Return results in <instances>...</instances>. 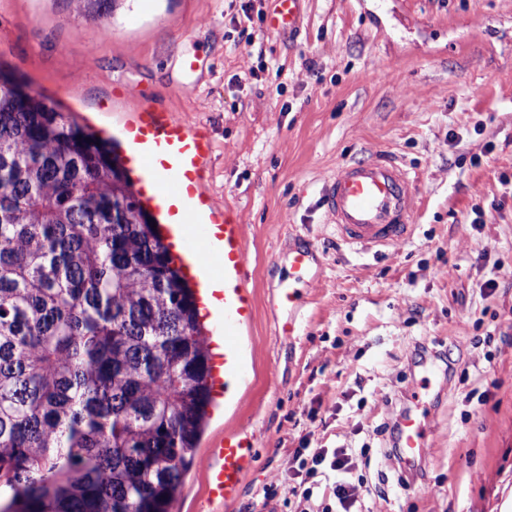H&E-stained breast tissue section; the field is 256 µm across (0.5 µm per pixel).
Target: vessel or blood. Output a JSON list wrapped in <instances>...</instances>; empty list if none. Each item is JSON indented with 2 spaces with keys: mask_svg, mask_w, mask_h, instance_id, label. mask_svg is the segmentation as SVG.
I'll list each match as a JSON object with an SVG mask.
<instances>
[{
  "mask_svg": "<svg viewBox=\"0 0 512 512\" xmlns=\"http://www.w3.org/2000/svg\"><path fill=\"white\" fill-rule=\"evenodd\" d=\"M274 26H297L298 0H275ZM116 140L124 167L133 175L146 211L159 224L164 242L191 285L210 347L209 386L213 401L229 397L232 383L246 373L241 337L253 319L247 286V248L233 210L217 205L204 180L214 154L208 132L171 112L144 103L121 122ZM413 180L392 157L379 154L340 166L321 190L322 204L339 237L369 251L400 241L413 230ZM312 251L296 248L288 257L282 295L300 299L310 282ZM426 412L399 417L404 469L424 462ZM205 494L209 503L234 500L254 462L253 442L240 431L225 432L206 450Z\"/></svg>",
  "mask_w": 512,
  "mask_h": 512,
  "instance_id": "obj_1",
  "label": "vessel or blood"
}]
</instances>
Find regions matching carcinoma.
<instances>
[{
    "label": "carcinoma",
    "mask_w": 512,
    "mask_h": 512,
    "mask_svg": "<svg viewBox=\"0 0 512 512\" xmlns=\"http://www.w3.org/2000/svg\"><path fill=\"white\" fill-rule=\"evenodd\" d=\"M208 361L112 145L0 67L3 512H170L208 424Z\"/></svg>",
    "instance_id": "cac0c4a2"
}]
</instances>
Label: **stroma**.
I'll return each mask as SVG.
<instances>
[{
	"label": "stroma",
	"mask_w": 512,
	"mask_h": 512,
	"mask_svg": "<svg viewBox=\"0 0 512 512\" xmlns=\"http://www.w3.org/2000/svg\"><path fill=\"white\" fill-rule=\"evenodd\" d=\"M0 0V61L49 102L112 125L143 102L204 127L206 187L240 216L255 297L251 359L209 435H253L238 498L205 499L196 452L172 512H288L303 437L356 453L362 512H504L512 498V0ZM198 56L188 83L180 61ZM415 177L412 234L379 251L342 243L320 202L343 164L377 152ZM478 164H471V157ZM484 209L473 225L472 208ZM315 279L288 306V251ZM496 290H486L487 281ZM295 317L300 331L279 334ZM457 361L427 419L412 487L385 427L422 378L418 344ZM278 496L266 499V487ZM277 8L270 17L272 26H283L288 24V28H297V3L300 0H273Z\"/></svg>",
	"instance_id": "1"
}]
</instances>
